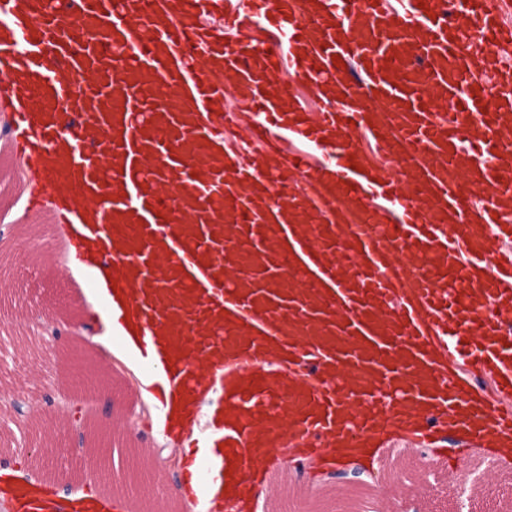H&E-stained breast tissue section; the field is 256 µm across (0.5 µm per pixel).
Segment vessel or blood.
Segmentation results:
<instances>
[{
  "instance_id": "obj_1",
  "label": "vessel or blood",
  "mask_w": 512,
  "mask_h": 512,
  "mask_svg": "<svg viewBox=\"0 0 512 512\" xmlns=\"http://www.w3.org/2000/svg\"><path fill=\"white\" fill-rule=\"evenodd\" d=\"M511 13L0 0L16 156L65 190L57 223L82 224L71 247L95 243L170 387H221L198 429L223 470L390 430L512 443ZM0 493L43 512L41 489Z\"/></svg>"
}]
</instances>
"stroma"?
<instances>
[{"mask_svg": "<svg viewBox=\"0 0 512 512\" xmlns=\"http://www.w3.org/2000/svg\"><path fill=\"white\" fill-rule=\"evenodd\" d=\"M22 163L12 149L0 150V471L50 488L64 496L95 491L110 492L125 486L130 466L154 477L155 486L131 497L128 512H187L177 493L182 471L176 460L181 443L157 445L152 436L149 409L136 396L130 378L112 358L92 343L82 282L62 262L66 244L51 208L30 209L15 185ZM54 322L59 336L33 333L34 322ZM77 346L92 362L99 385L80 390L71 384L70 347ZM68 394L81 406L79 425L60 420L58 402ZM23 399L29 412L17 415L11 407ZM60 423L75 448L72 456L28 461L20 452L21 433L41 434L44 427ZM403 449L399 476H392L387 457L369 465L345 462L312 467L283 465L274 480H287L295 503L303 512H330L336 496L360 500L377 495L382 512H458L446 454L423 446L416 437L397 438ZM107 457L111 479H102L98 457ZM472 471L493 463L496 486H474L469 512H512V458L506 459L478 445L458 456Z\"/></svg>", "mask_w": 512, "mask_h": 512, "instance_id": "obj_1", "label": "stroma"}]
</instances>
